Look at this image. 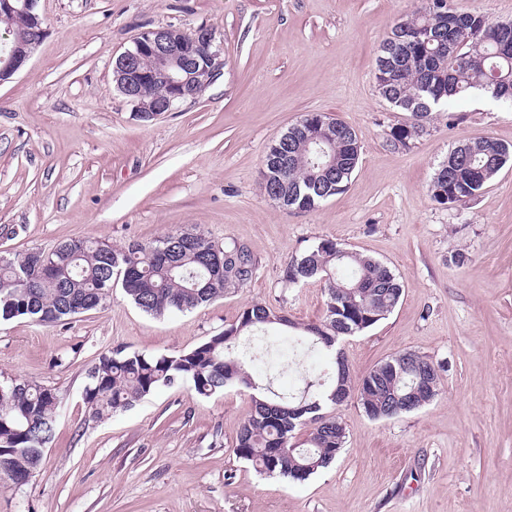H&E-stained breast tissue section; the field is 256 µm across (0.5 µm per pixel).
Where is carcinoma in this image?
<instances>
[{"label": "carcinoma", "mask_w": 512, "mask_h": 512, "mask_svg": "<svg viewBox=\"0 0 512 512\" xmlns=\"http://www.w3.org/2000/svg\"><path fill=\"white\" fill-rule=\"evenodd\" d=\"M448 0H426L424 7L399 21L385 38L395 53H380L375 83L380 95L415 124L392 132L406 143L423 129V121L448 101L472 90L489 93L512 105V93L492 82L495 71L512 84V64L501 47L512 44V31L501 33L480 13L448 15ZM390 62H382L383 57ZM294 155L288 168L272 173L281 206L312 210L344 192L356 170L361 146L356 132L337 118L310 112L288 128L275 145ZM512 160V148L492 138L454 147L431 179V198L441 205L477 199L489 180ZM217 245L198 227L175 231L150 243L132 242L114 249L93 239L65 241L52 250L53 266L37 269L39 251L0 258V319L26 317L51 325L100 306L118 278L126 296L142 311L162 315L186 312L224 296L229 288L249 283L256 269L250 250L222 246L223 270L213 263ZM283 279L293 285L324 282L323 318L294 339L304 354L324 353L335 359L341 341L376 325L398 305L403 285L386 264L341 244L323 239L293 256ZM290 326L288 317L255 304L238 321L188 353L174 356L117 351L104 354L88 371L84 401L92 418L102 419L133 405L160 386L189 383L210 397L236 387L249 392L251 410L237 434L234 453L259 472L303 482L328 468L347 442L346 428L324 408L341 403L336 387L357 395L372 419H389L420 408L412 396L418 375L438 366L416 352L400 353L367 372L357 383L350 369L302 379L303 387L279 393L247 369L250 352L242 333L267 325ZM57 394L19 379L0 380V479L38 471L43 448L54 434ZM307 429L295 441L296 428Z\"/></svg>", "instance_id": "cac0c4a2"}]
</instances>
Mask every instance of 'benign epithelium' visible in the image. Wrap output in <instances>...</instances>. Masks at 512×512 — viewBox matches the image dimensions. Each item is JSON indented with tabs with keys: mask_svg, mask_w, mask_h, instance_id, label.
I'll list each match as a JSON object with an SVG mask.
<instances>
[{
	"mask_svg": "<svg viewBox=\"0 0 512 512\" xmlns=\"http://www.w3.org/2000/svg\"><path fill=\"white\" fill-rule=\"evenodd\" d=\"M38 0H0V14L20 16L25 29L12 37L0 52V82L17 73L28 61L44 35L36 11ZM150 57L151 66L141 60ZM224 68L222 49L212 31L201 28L186 34L176 28L148 29L119 54L113 71L119 91L135 104L139 117L150 120L198 97L202 86L213 83ZM159 84L161 98L145 99L143 89Z\"/></svg>",
	"mask_w": 512,
	"mask_h": 512,
	"instance_id": "7a95c632",
	"label": "benign epithelium"
}]
</instances>
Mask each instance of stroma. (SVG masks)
I'll list each match as a JSON object with an SVG mask.
<instances>
[{"mask_svg":"<svg viewBox=\"0 0 512 512\" xmlns=\"http://www.w3.org/2000/svg\"><path fill=\"white\" fill-rule=\"evenodd\" d=\"M423 0H39L46 34L0 83V257L95 238L113 248L200 227L246 245L252 280L210 304L153 316L113 286L95 310L52 325L0 320V379L60 399L34 483L0 480V512H512V163L466 205L428 185L457 144H512V107L472 93L433 112L407 144L411 113L374 80L382 40ZM212 29L224 73L196 100L143 121L113 79L116 56L148 28ZM355 130L347 190L310 211L261 188L272 143L306 113ZM323 239L387 263L404 283L386 319L342 347L353 378L396 353L440 367L435 399L391 419L355 401L336 461L303 482L257 473L233 448L250 411L232 387L210 397L160 387L97 420L84 402L101 355H177L263 304L293 327L254 332L249 370L297 387L289 337L319 322L321 284L289 285L292 256ZM467 254L455 264L456 254Z\"/></svg>","mask_w":512,"mask_h":512,"instance_id":"obj_1","label":"stroma"}]
</instances>
